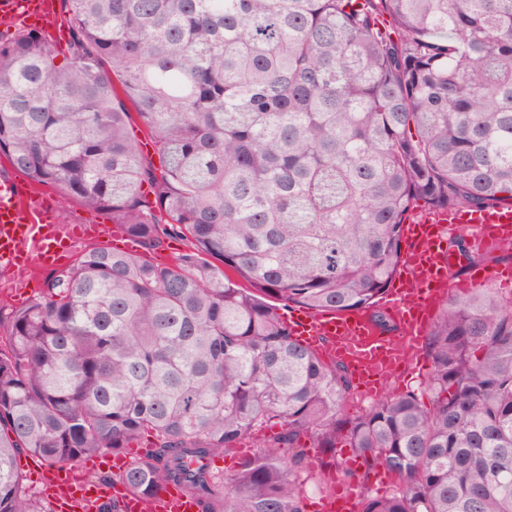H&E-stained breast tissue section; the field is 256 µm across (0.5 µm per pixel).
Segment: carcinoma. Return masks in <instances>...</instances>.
Here are the masks:
<instances>
[{"instance_id":"1","label":"carcinoma","mask_w":512,"mask_h":512,"mask_svg":"<svg viewBox=\"0 0 512 512\" xmlns=\"http://www.w3.org/2000/svg\"><path fill=\"white\" fill-rule=\"evenodd\" d=\"M63 3L66 48L36 29L0 44V154L139 243L190 245L90 248L8 311L0 512H52L19 454L76 468L145 435L118 481L147 500L176 485L200 512H304L308 439L322 466L348 447L394 480L359 512H512L511 296L443 301L429 404L354 416L348 368L265 300L367 311L418 203L512 206V0ZM448 249L483 260L462 236ZM245 439L252 456L211 469ZM188 245L189 242L184 238L170 239L167 237L164 239L162 246L157 250H148L137 244V251L134 253L157 260H171L175 254L187 249Z\"/></svg>"}]
</instances>
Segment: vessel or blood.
I'll return each mask as SVG.
<instances>
[{
	"mask_svg": "<svg viewBox=\"0 0 512 512\" xmlns=\"http://www.w3.org/2000/svg\"><path fill=\"white\" fill-rule=\"evenodd\" d=\"M22 12L40 16L45 32L57 37L55 0H0L1 14L15 16ZM458 230L466 232L471 244L479 248L510 245L512 207L439 211L423 223L405 226L404 264L385 296V306L398 323L397 335H380L369 318L359 312L313 315L302 309L288 318L292 335L327 358L345 363L362 395L381 396L399 367L418 355L430 324L429 311L449 291L474 288L489 280L512 288V267L508 265L490 270L471 268L461 280L452 281L444 243ZM98 233L95 224L81 226L76 233L63 231L61 225L42 221L38 209L26 211L0 199V262L19 270L46 266L63 240L89 239ZM43 493L51 497L56 512H99L100 506L113 498L121 501L124 512H198L196 501L174 486L145 500L122 484L95 483L68 469H47ZM359 498L357 485L351 483L342 494L321 498L317 509L353 512Z\"/></svg>",
	"mask_w": 512,
	"mask_h": 512,
	"instance_id": "b4317fda",
	"label": "vessel or blood"
}]
</instances>
